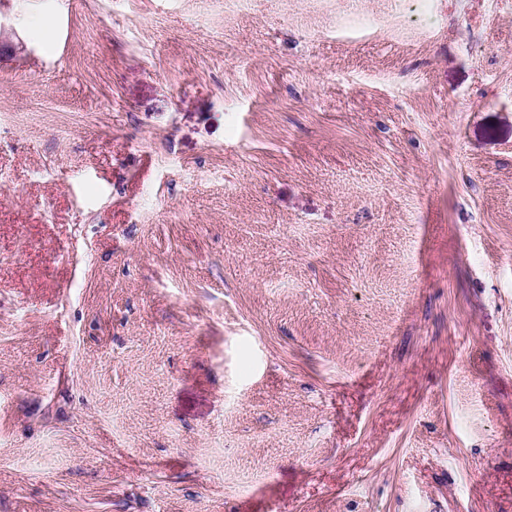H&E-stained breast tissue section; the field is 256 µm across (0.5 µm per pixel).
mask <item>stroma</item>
Instances as JSON below:
<instances>
[{
	"label": "stroma",
	"mask_w": 512,
	"mask_h": 512,
	"mask_svg": "<svg viewBox=\"0 0 512 512\" xmlns=\"http://www.w3.org/2000/svg\"><path fill=\"white\" fill-rule=\"evenodd\" d=\"M0 22V512H512V0Z\"/></svg>",
	"instance_id": "stroma-1"
}]
</instances>
